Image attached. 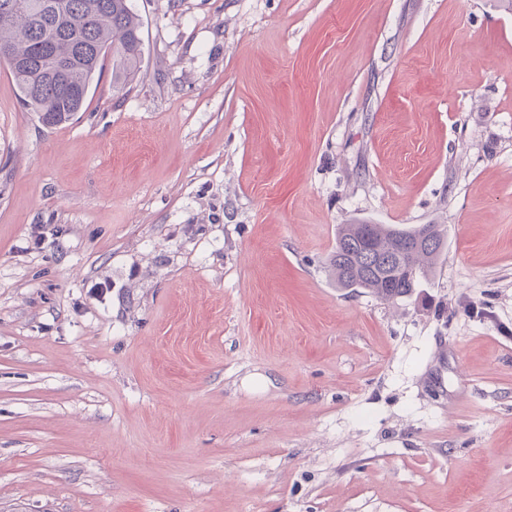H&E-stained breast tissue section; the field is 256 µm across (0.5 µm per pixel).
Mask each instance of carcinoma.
Segmentation results:
<instances>
[{
  "label": "carcinoma",
  "mask_w": 512,
  "mask_h": 512,
  "mask_svg": "<svg viewBox=\"0 0 512 512\" xmlns=\"http://www.w3.org/2000/svg\"><path fill=\"white\" fill-rule=\"evenodd\" d=\"M52 2L55 11L45 15L46 0H0V59L8 62L23 104L43 124L58 126L82 109L106 59H112V86L126 85L139 68L143 43L141 23L129 0ZM44 52L73 62L69 86L47 81L35 65H18ZM423 230L430 231L426 242L411 244ZM443 244V231L436 224H342L330 267L338 287L361 288L391 301L413 294Z\"/></svg>",
  "instance_id": "1"
}]
</instances>
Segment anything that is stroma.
<instances>
[{
    "label": "stroma",
    "mask_w": 512,
    "mask_h": 512,
    "mask_svg": "<svg viewBox=\"0 0 512 512\" xmlns=\"http://www.w3.org/2000/svg\"><path fill=\"white\" fill-rule=\"evenodd\" d=\"M131 5L69 123L0 62V512H512V12ZM358 221L441 225L414 295ZM422 230L430 231L426 242L411 245V238ZM443 244L444 234L437 224H342L330 267L338 287L361 288L382 301H391L413 294Z\"/></svg>",
    "instance_id": "stroma-1"
}]
</instances>
